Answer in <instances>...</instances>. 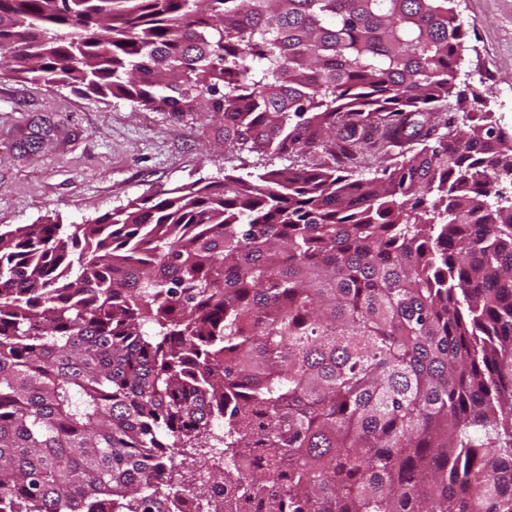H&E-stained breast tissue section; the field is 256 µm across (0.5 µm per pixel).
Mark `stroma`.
<instances>
[{"mask_svg": "<svg viewBox=\"0 0 512 512\" xmlns=\"http://www.w3.org/2000/svg\"><path fill=\"white\" fill-rule=\"evenodd\" d=\"M464 23L459 83L489 88L494 127L512 130V0H456ZM315 149L261 156L225 148L201 116L174 120L136 102L72 88L0 79V228L95 219L159 189L210 182L225 172L330 165Z\"/></svg>", "mask_w": 512, "mask_h": 512, "instance_id": "35a3bbf8", "label": "stroma"}]
</instances>
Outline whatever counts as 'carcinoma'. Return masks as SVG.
<instances>
[{"label": "carcinoma", "instance_id": "carcinoma-1", "mask_svg": "<svg viewBox=\"0 0 512 512\" xmlns=\"http://www.w3.org/2000/svg\"><path fill=\"white\" fill-rule=\"evenodd\" d=\"M453 0H0V78L383 157L0 231V512H512V133ZM224 422V429L215 427ZM434 466L421 472L426 460Z\"/></svg>", "mask_w": 512, "mask_h": 512}]
</instances>
